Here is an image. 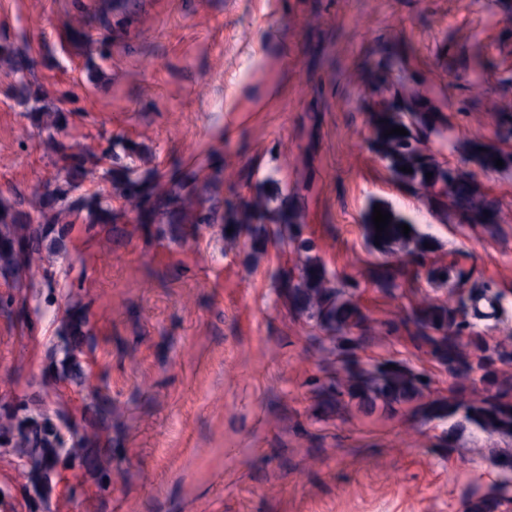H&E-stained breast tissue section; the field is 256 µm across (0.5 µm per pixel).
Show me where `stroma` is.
Wrapping results in <instances>:
<instances>
[{
    "label": "stroma",
    "instance_id": "stroma-1",
    "mask_svg": "<svg viewBox=\"0 0 512 512\" xmlns=\"http://www.w3.org/2000/svg\"><path fill=\"white\" fill-rule=\"evenodd\" d=\"M499 0H0V46L27 58L28 91L0 54V200L28 213L60 184L39 147L37 114L63 115L60 139L92 146L77 192L122 200L107 173L218 170L216 210L257 190L289 197L304 238L366 316L358 352L405 362L425 399L485 397L418 349L405 325L427 303L462 306L512 379V169L483 171L465 140L512 153V13ZM426 100L451 145L428 146L474 172L498 224H460L394 178L371 147L379 98ZM437 242L450 286L380 287L364 242L372 200ZM46 270L24 287L0 277V496L16 512H465L500 476L512 439L463 416L431 420L416 403L362 413L327 404L338 343L291 309L274 281L292 246H224L221 224L156 238L87 211L49 232ZM497 303L495 321L473 313ZM83 314L73 329L75 314ZM60 438L45 490L17 448V425Z\"/></svg>",
    "mask_w": 512,
    "mask_h": 512
}]
</instances>
